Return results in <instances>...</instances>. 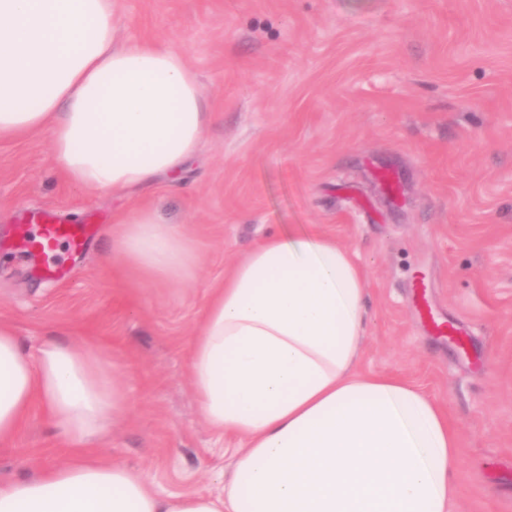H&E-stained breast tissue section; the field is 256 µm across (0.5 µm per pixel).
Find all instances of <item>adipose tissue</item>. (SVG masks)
<instances>
[{"label":"adipose tissue","instance_id":"1","mask_svg":"<svg viewBox=\"0 0 512 512\" xmlns=\"http://www.w3.org/2000/svg\"><path fill=\"white\" fill-rule=\"evenodd\" d=\"M114 0H0V140L48 131L67 181L129 191L178 176L213 114L183 52L113 43ZM122 280L187 282L188 235L147 206L115 216ZM367 275L352 251L304 231L264 239L213 288L189 348L201 412L232 451L222 493L162 496L96 450L124 407L89 336L36 355L0 321V443L32 408L68 445L65 464L0 486V512H452L464 450L436 400L362 373Z\"/></svg>","mask_w":512,"mask_h":512}]
</instances>
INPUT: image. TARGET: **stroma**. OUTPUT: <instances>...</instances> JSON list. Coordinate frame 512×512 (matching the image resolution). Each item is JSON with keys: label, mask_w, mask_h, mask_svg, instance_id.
Returning a JSON list of instances; mask_svg holds the SVG:
<instances>
[{"label": "stroma", "mask_w": 512, "mask_h": 512, "mask_svg": "<svg viewBox=\"0 0 512 512\" xmlns=\"http://www.w3.org/2000/svg\"><path fill=\"white\" fill-rule=\"evenodd\" d=\"M112 26L116 46L185 52L208 97L181 180L89 194L47 134L0 141V319L31 353L52 334L103 341L126 404L102 455L162 494L221 491L235 442L200 413L194 328L237 260L313 225L368 276L360 371L423 389L460 432L454 512H512V0H115ZM143 203L196 241L189 282L113 278L112 217ZM46 211L97 227L58 280L14 237ZM65 461L32 411L0 444V483Z\"/></svg>", "instance_id": "obj_1"}]
</instances>
